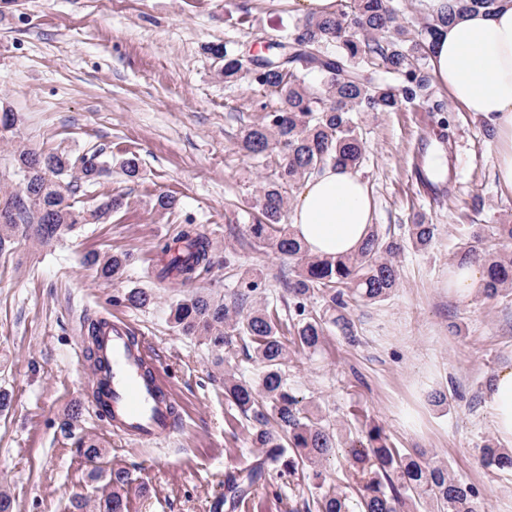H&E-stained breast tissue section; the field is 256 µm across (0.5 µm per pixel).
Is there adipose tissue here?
<instances>
[{
    "label": "adipose tissue",
    "mask_w": 512,
    "mask_h": 512,
    "mask_svg": "<svg viewBox=\"0 0 512 512\" xmlns=\"http://www.w3.org/2000/svg\"><path fill=\"white\" fill-rule=\"evenodd\" d=\"M431 67L455 102L495 126L497 177L512 189V0L495 14L475 12L440 27ZM371 214L372 199L361 176L330 166L305 182L291 228L312 255H352L369 232ZM484 280L482 264L456 262L443 285L449 294L468 299L481 291ZM486 405L497 436L512 446V365L497 371Z\"/></svg>",
    "instance_id": "obj_1"
}]
</instances>
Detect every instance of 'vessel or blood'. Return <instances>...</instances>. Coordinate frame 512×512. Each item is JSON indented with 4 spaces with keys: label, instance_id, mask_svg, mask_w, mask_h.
<instances>
[{
    "label": "vessel or blood",
    "instance_id": "vessel-or-blood-1",
    "mask_svg": "<svg viewBox=\"0 0 512 512\" xmlns=\"http://www.w3.org/2000/svg\"><path fill=\"white\" fill-rule=\"evenodd\" d=\"M106 372L97 378V406L123 435L146 440L171 437L183 414L169 391L163 364L132 327L104 321L99 336Z\"/></svg>",
    "mask_w": 512,
    "mask_h": 512
}]
</instances>
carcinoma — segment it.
<instances>
[{
    "instance_id": "cac0c4a2",
    "label": "carcinoma",
    "mask_w": 512,
    "mask_h": 512,
    "mask_svg": "<svg viewBox=\"0 0 512 512\" xmlns=\"http://www.w3.org/2000/svg\"><path fill=\"white\" fill-rule=\"evenodd\" d=\"M501 3L445 0L440 12L427 13L420 28L412 30L392 0H338L335 12L297 21L286 36L268 42L264 54L241 55L229 42L207 47L221 63L218 76L224 83L235 84L246 76L278 101L272 110L262 105L264 112L240 129L238 141L269 169L253 201L249 235L258 248H270L293 263L285 282L293 305L290 326L258 298L260 282L252 276L242 278L229 304L196 291L171 310L181 334L201 336L218 351L238 339L248 340V357L260 366L255 380L224 370V395L254 422L251 447L263 456L247 473L226 476L224 501L230 506L240 507L264 485L266 463L272 462L280 479L301 472L315 480L312 501L304 503L306 512H418L426 504L432 512H482L478 491L462 483L447 464L390 446L383 427L374 421L361 424L353 436L334 433L311 408L300 405L286 373L292 354L320 349L330 328L354 339L349 306L381 302L398 288L397 257L404 243L429 249L435 225L418 219L400 238L373 225L356 254L320 259L308 254L285 217L290 195L309 178L328 166H361L365 145L356 114L397 112L417 100L428 102L431 112H447L428 70L437 27L470 11L492 14ZM15 156L22 188L0 198V214L7 217L0 220V251L18 236L49 245L81 224L110 221L128 205L122 194L109 195L93 207L81 204V185L96 184L109 172V165L93 155L74 159L64 152H36L20 145ZM179 239L186 242L187 257L171 262L170 268L185 285L209 264L212 243L190 229L181 230ZM496 243H512V224L479 228L458 252L460 259L479 261L485 268L481 295L486 299L512 291V250L496 248ZM127 262L128 255L108 252L84 258L100 278L112 282L123 276ZM317 296L325 300L324 308L308 310L307 302ZM123 300L142 309L153 304V294L132 288ZM339 448L361 487L354 505L341 482L324 471V462ZM483 461L498 470L512 469V451L489 446ZM126 485L125 471H112L111 491L99 500L98 512H125Z\"/></svg>"
}]
</instances>
